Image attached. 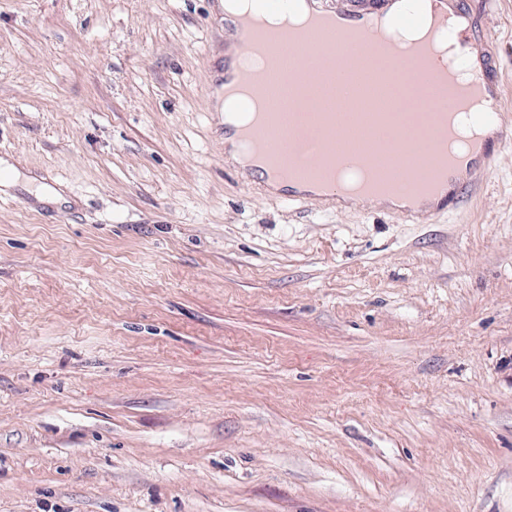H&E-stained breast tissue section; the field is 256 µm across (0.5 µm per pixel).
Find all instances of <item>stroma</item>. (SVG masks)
I'll return each mask as SVG.
<instances>
[{"instance_id":"stroma-1","label":"stroma","mask_w":512,"mask_h":512,"mask_svg":"<svg viewBox=\"0 0 512 512\" xmlns=\"http://www.w3.org/2000/svg\"><path fill=\"white\" fill-rule=\"evenodd\" d=\"M227 37L0 0V512H512V148L412 223L247 189Z\"/></svg>"}]
</instances>
